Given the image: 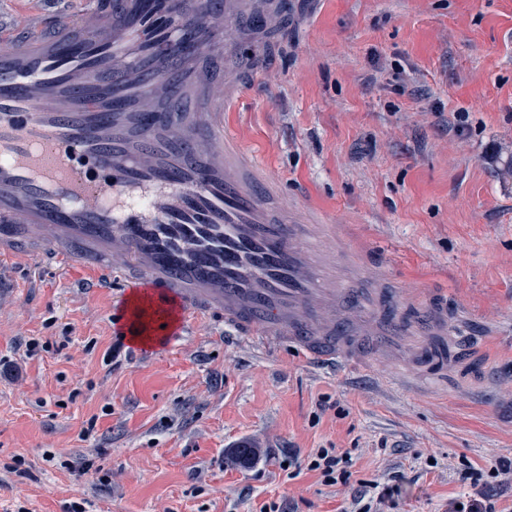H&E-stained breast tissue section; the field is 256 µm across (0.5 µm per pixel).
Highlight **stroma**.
<instances>
[{
	"label": "stroma",
	"mask_w": 512,
	"mask_h": 512,
	"mask_svg": "<svg viewBox=\"0 0 512 512\" xmlns=\"http://www.w3.org/2000/svg\"><path fill=\"white\" fill-rule=\"evenodd\" d=\"M292 2L224 121L289 200L441 294L454 359L406 387L201 322L116 366L118 291L2 261L0 512H349L374 484L397 485L391 512H448L478 495L461 459L512 460V0ZM255 438L259 460L239 463ZM331 447L352 458L347 482L285 464ZM19 457L32 479L7 473Z\"/></svg>",
	"instance_id": "obj_1"
}]
</instances>
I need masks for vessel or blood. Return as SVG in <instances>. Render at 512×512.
Segmentation results:
<instances>
[{
    "instance_id": "b4317fda",
    "label": "vessel or blood",
    "mask_w": 512,
    "mask_h": 512,
    "mask_svg": "<svg viewBox=\"0 0 512 512\" xmlns=\"http://www.w3.org/2000/svg\"><path fill=\"white\" fill-rule=\"evenodd\" d=\"M49 2L0 13V261L122 289L141 356L204 320L323 368L445 359L444 303L381 288L365 243L289 203L224 124L242 86L213 64L262 55L280 0H86L67 23Z\"/></svg>"
}]
</instances>
